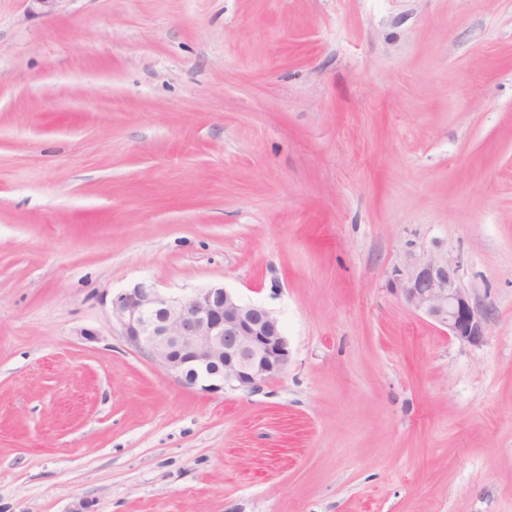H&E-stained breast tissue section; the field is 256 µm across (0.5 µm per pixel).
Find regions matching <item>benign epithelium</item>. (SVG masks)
Returning <instances> with one entry per match:
<instances>
[{"instance_id": "benign-epithelium-1", "label": "benign epithelium", "mask_w": 512, "mask_h": 512, "mask_svg": "<svg viewBox=\"0 0 512 512\" xmlns=\"http://www.w3.org/2000/svg\"><path fill=\"white\" fill-rule=\"evenodd\" d=\"M390 290L448 336L483 343L486 314L461 286L447 254L414 261ZM111 314L128 344L189 388L254 392L291 362L277 314L221 285L174 296L141 283L112 296Z\"/></svg>"}]
</instances>
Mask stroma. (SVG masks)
<instances>
[{
	"mask_svg": "<svg viewBox=\"0 0 512 512\" xmlns=\"http://www.w3.org/2000/svg\"><path fill=\"white\" fill-rule=\"evenodd\" d=\"M434 253L482 345L391 293ZM140 282L287 370L183 387ZM0 512H512V0H0ZM111 314L128 344L189 388L255 392L291 362L277 314L221 285L174 296L141 283L112 294Z\"/></svg>",
	"mask_w": 512,
	"mask_h": 512,
	"instance_id": "1",
	"label": "stroma"
}]
</instances>
